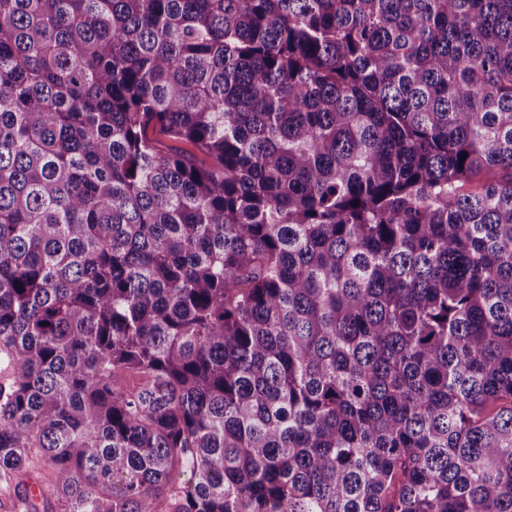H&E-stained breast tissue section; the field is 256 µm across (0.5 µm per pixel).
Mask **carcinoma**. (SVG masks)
I'll return each mask as SVG.
<instances>
[{
    "mask_svg": "<svg viewBox=\"0 0 512 512\" xmlns=\"http://www.w3.org/2000/svg\"><path fill=\"white\" fill-rule=\"evenodd\" d=\"M5 502L512 512V0H0ZM149 137L153 139L156 145L165 152L169 153H191L196 156L200 163H207L208 159L200 154L195 148L186 142L173 140L159 132L150 130Z\"/></svg>",
    "mask_w": 512,
    "mask_h": 512,
    "instance_id": "obj_1",
    "label": "carcinoma"
}]
</instances>
